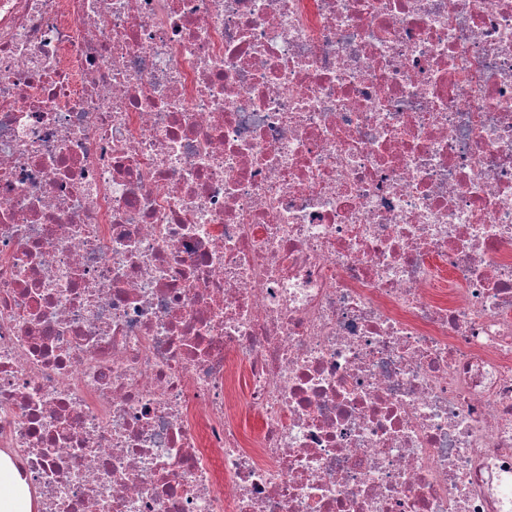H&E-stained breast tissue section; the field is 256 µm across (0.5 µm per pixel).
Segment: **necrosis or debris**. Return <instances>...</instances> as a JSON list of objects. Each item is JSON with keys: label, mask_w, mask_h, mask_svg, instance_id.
Wrapping results in <instances>:
<instances>
[{"label": "necrosis or debris", "mask_w": 512, "mask_h": 512, "mask_svg": "<svg viewBox=\"0 0 512 512\" xmlns=\"http://www.w3.org/2000/svg\"><path fill=\"white\" fill-rule=\"evenodd\" d=\"M0 451L36 512H512V0H0Z\"/></svg>", "instance_id": "obj_1"}]
</instances>
